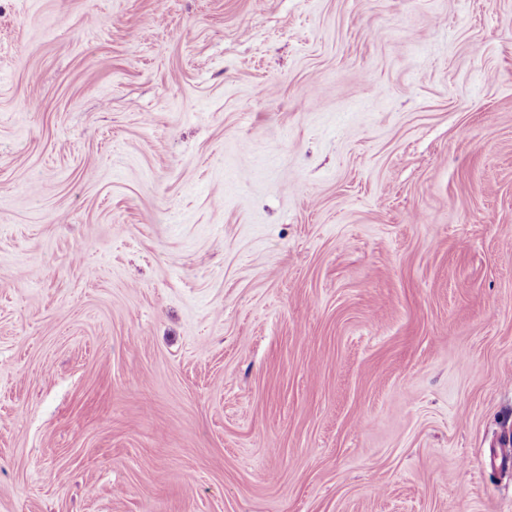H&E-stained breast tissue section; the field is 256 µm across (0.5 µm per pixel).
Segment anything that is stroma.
<instances>
[{
  "label": "stroma",
  "instance_id": "35a3bbf8",
  "mask_svg": "<svg viewBox=\"0 0 512 512\" xmlns=\"http://www.w3.org/2000/svg\"><path fill=\"white\" fill-rule=\"evenodd\" d=\"M0 512H512V0H0Z\"/></svg>",
  "mask_w": 512,
  "mask_h": 512
}]
</instances>
